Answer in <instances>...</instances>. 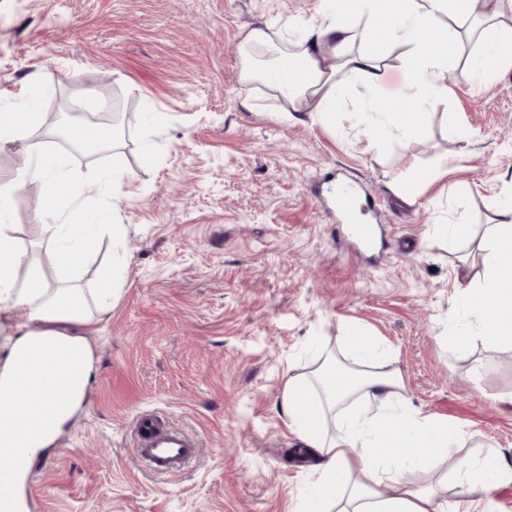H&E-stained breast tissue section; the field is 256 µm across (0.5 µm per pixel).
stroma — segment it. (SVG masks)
<instances>
[{
	"instance_id": "stroma-1",
	"label": "stroma",
	"mask_w": 512,
	"mask_h": 512,
	"mask_svg": "<svg viewBox=\"0 0 512 512\" xmlns=\"http://www.w3.org/2000/svg\"><path fill=\"white\" fill-rule=\"evenodd\" d=\"M324 21L321 0H0V103L45 75L42 111L86 100L126 161L119 192L92 202L128 229L123 277L88 330L84 408L25 477L23 512H301L315 459L281 394L289 372L341 354L348 322L396 352L413 405L474 433L449 467L479 447L512 463V350L450 341L470 319L459 290L487 258L445 234L451 222L482 234L512 199V69L486 89L453 72L424 134L378 149L362 113L404 92V46L385 48V88L345 78L328 121L281 120L273 92L241 79L244 32L274 26L295 41ZM42 140L78 176L112 167L57 133L25 138ZM456 152L457 169L408 190L410 165ZM340 179L378 204L374 261L319 205ZM143 409L199 438L191 469L160 480L138 461Z\"/></svg>"
}]
</instances>
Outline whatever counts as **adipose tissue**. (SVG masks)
<instances>
[{"mask_svg":"<svg viewBox=\"0 0 512 512\" xmlns=\"http://www.w3.org/2000/svg\"><path fill=\"white\" fill-rule=\"evenodd\" d=\"M326 8L330 23L299 40L294 51L282 48L278 33L248 31L243 45L264 48L273 58L261 67L245 57L242 81L270 87L283 101V114L314 112L328 120L336 110L341 73L364 87H381L388 75L384 45L400 43L408 48L407 97L423 109L371 106L366 120L377 131L391 127L404 137H419L429 110L448 99V71L456 65L452 44L459 35L454 22L470 17V0H326ZM479 39L467 76L486 85L512 69V24L492 23ZM35 87L22 104L0 108V147L46 123L38 97L51 84L39 80ZM67 138L111 149V173L72 176L52 149L43 148L28 154L12 180L0 183V318L16 328L0 356V466L8 453L33 457L50 448L82 409L95 369L84 330L111 311L117 291L118 264L99 267L90 292L80 285L78 264L96 254L103 236H110L113 249L123 245L125 225L87 207L89 200L119 189L125 166L118 136L112 126L76 122ZM30 184L37 185L42 201L38 234L58 264L52 278L18 243L11 222L13 202ZM61 204L70 208L64 221L56 212ZM479 246L489 268L463 296L480 332L474 336L460 327L452 343L462 349L477 337L512 348V201L500 205ZM344 349L353 366H339L334 355H325L313 376L290 375L281 395L289 428L317 453L315 493L334 503L336 512H498L491 493L512 485V465L490 452L449 469V453L465 446L469 434L405 399L399 371L386 363L394 351L378 337L347 325ZM448 491L453 499H445Z\"/></svg>","mask_w":512,"mask_h":512,"instance_id":"ef3b65f1","label":"adipose tissue"}]
</instances>
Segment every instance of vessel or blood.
I'll use <instances>...</instances> for the list:
<instances>
[{
	"instance_id": "vessel-or-blood-1",
	"label": "vessel or blood",
	"mask_w": 512,
	"mask_h": 512,
	"mask_svg": "<svg viewBox=\"0 0 512 512\" xmlns=\"http://www.w3.org/2000/svg\"><path fill=\"white\" fill-rule=\"evenodd\" d=\"M367 199L354 183H342L336 193V213L341 222L355 224L357 214L364 212ZM362 247H370L376 229L370 224H355ZM135 453L139 460L158 477L183 472L198 456L197 442L181 430L168 425L158 414L143 410L135 418ZM26 458H12L0 467V512H20L12 488L18 473L30 472Z\"/></svg>"
}]
</instances>
